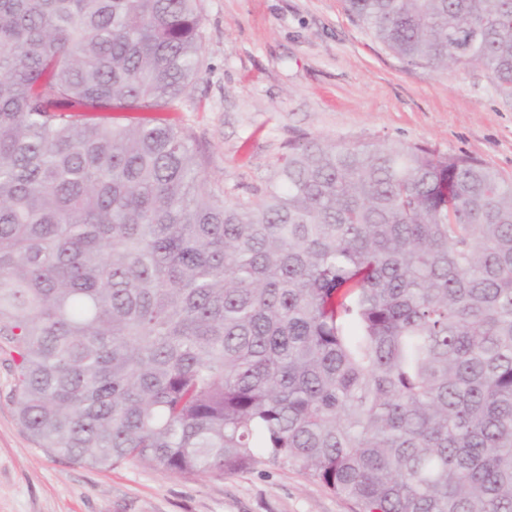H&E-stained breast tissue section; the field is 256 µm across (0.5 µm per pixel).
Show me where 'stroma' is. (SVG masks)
Here are the masks:
<instances>
[{
	"label": "stroma",
	"mask_w": 512,
	"mask_h": 512,
	"mask_svg": "<svg viewBox=\"0 0 512 512\" xmlns=\"http://www.w3.org/2000/svg\"><path fill=\"white\" fill-rule=\"evenodd\" d=\"M199 73L169 119L200 155L207 187L265 186L291 148L419 144L512 181V103L479 66L437 71L376 39L343 0H197ZM0 339V512H354L292 468L180 477L101 469L39 448L18 420Z\"/></svg>",
	"instance_id": "obj_1"
}]
</instances>
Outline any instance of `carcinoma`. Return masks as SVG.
<instances>
[{
  "label": "carcinoma",
  "instance_id": "carcinoma-1",
  "mask_svg": "<svg viewBox=\"0 0 512 512\" xmlns=\"http://www.w3.org/2000/svg\"><path fill=\"white\" fill-rule=\"evenodd\" d=\"M345 6L512 102V0ZM201 25L197 0H0L21 424L93 467H290L357 512H512V182L419 144L313 141L248 196L208 191L166 117Z\"/></svg>",
  "mask_w": 512,
  "mask_h": 512
}]
</instances>
